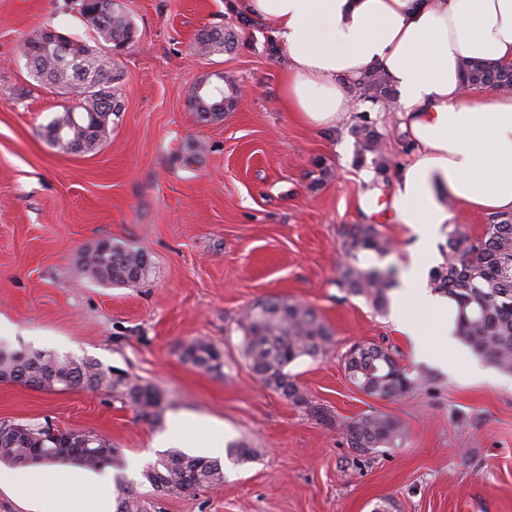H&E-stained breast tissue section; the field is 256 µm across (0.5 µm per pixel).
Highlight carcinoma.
<instances>
[{
  "label": "carcinoma",
  "instance_id": "1",
  "mask_svg": "<svg viewBox=\"0 0 512 512\" xmlns=\"http://www.w3.org/2000/svg\"><path fill=\"white\" fill-rule=\"evenodd\" d=\"M96 32L98 46L78 43L81 58L63 60L42 45L39 34L26 39L22 55L28 59L31 74L78 99L74 108L64 109L49 124L53 129L68 123L77 110L100 123L90 150H95L110 134L112 114L121 104L112 94V51L132 36L126 15L115 10L108 19L88 20ZM233 34L221 28L199 33L195 50L202 55L224 52ZM464 82L503 93L512 92V70L484 62H469L463 70ZM373 102H390L391 84L378 69L368 71L354 83ZM209 103L200 94L191 96L194 110L202 115L224 111V89L209 92ZM360 151L376 155L380 144L375 133L361 129ZM343 247L347 262L340 271L338 285L350 294L365 297L377 311L387 305L390 278L376 267L362 268L358 255L373 252L384 255L390 242L370 224H351L344 229ZM150 258L139 250L127 249L106 239L83 256L78 273L103 284H134L142 280ZM433 288L448 296L454 307V332L478 356L504 372H512V214L493 215L483 235L473 240L454 229L448 233V261L431 277ZM241 347L249 368L269 388L284 398L308 409L328 424L332 417L324 408L308 403L288 365L308 356L328 353L331 331L316 311L300 302L271 298L248 309L241 320ZM193 365L207 371L219 365L216 349L201 340L190 342L183 351ZM348 379L362 392L377 398L402 393L412 383L395 353L374 343L353 345L345 358ZM0 379L28 387L55 391L79 386L98 388L107 385L127 399L138 417L152 422L157 417L160 398L148 385L122 376L109 378L92 360H75L49 351H9L0 349ZM351 447L364 453L376 448L398 446L404 430L395 420L380 414H364L340 423ZM112 458V445L94 432H58L53 440L45 437L40 425L0 423V461L8 463L74 460L95 468ZM159 492L186 493L224 481L217 459L192 456L173 450L160 457L145 473ZM117 512H141L138 497L122 482L116 483Z\"/></svg>",
  "mask_w": 512,
  "mask_h": 512
}]
</instances>
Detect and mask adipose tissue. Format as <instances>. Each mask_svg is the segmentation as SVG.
<instances>
[{
    "instance_id": "adipose-tissue-1",
    "label": "adipose tissue",
    "mask_w": 512,
    "mask_h": 512,
    "mask_svg": "<svg viewBox=\"0 0 512 512\" xmlns=\"http://www.w3.org/2000/svg\"><path fill=\"white\" fill-rule=\"evenodd\" d=\"M241 7L274 23L290 58L282 101L301 123L334 126L351 109L349 83L368 68L390 78L413 147L395 181L394 207L418 237L393 323L417 352L447 356L453 306L425 288L424 272L430 243L452 218L448 203L512 214V96L466 89L461 64L512 67V0H241ZM411 304L428 320L413 317ZM158 445L220 454L224 425L175 412ZM113 483L108 466L0 464V490L25 512H113Z\"/></svg>"
}]
</instances>
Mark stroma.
Wrapping results in <instances>:
<instances>
[{
	"label": "stroma",
	"mask_w": 512,
	"mask_h": 512,
	"mask_svg": "<svg viewBox=\"0 0 512 512\" xmlns=\"http://www.w3.org/2000/svg\"><path fill=\"white\" fill-rule=\"evenodd\" d=\"M117 2L133 28L112 57L122 110L101 146L75 154L47 136L73 101L31 75L21 45L44 26L92 42L78 0H0V323L15 329L0 345L130 376L159 393L158 416L142 421L105 387L0 382V423L95 432L111 443L117 471L132 455L155 462L153 441L175 411L223 421L225 442L252 448L247 463L222 459L223 483L193 493L128 479L143 512H374L386 500L395 512H512V373L472 379L464 344L449 357L451 372L418 360L390 310L336 284L347 225H375L391 242L387 255L361 253L363 268L403 271L414 245L408 225L366 206L392 199L409 158L397 114L358 96L332 129L300 124L281 99L288 52L274 25L245 18L239 0ZM210 26L234 38L224 53L196 55L195 36ZM202 82L223 87V114L195 112L190 91ZM365 124L380 154H361ZM451 211L432 245L438 266L452 227L475 239L488 222L459 204ZM104 238L147 252L146 277L80 278L81 253ZM272 297L311 306L333 332L327 355L288 371L335 426L267 387L240 355L237 320ZM194 339L219 350V369L184 359ZM359 342L388 346L408 375L427 380L393 398L368 396L344 370ZM365 413L398 420L400 446L350 448L338 423Z\"/></svg>",
	"instance_id": "obj_1"
}]
</instances>
